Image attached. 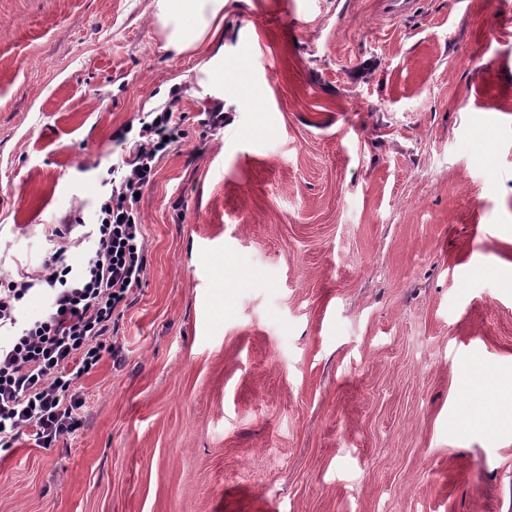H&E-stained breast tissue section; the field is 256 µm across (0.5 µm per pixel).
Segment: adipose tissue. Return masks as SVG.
Returning a JSON list of instances; mask_svg holds the SVG:
<instances>
[{"label":"adipose tissue","instance_id":"ef3b65f1","mask_svg":"<svg viewBox=\"0 0 512 512\" xmlns=\"http://www.w3.org/2000/svg\"><path fill=\"white\" fill-rule=\"evenodd\" d=\"M228 0H156L155 18L166 50L181 55L206 40L224 37Z\"/></svg>","mask_w":512,"mask_h":512}]
</instances>
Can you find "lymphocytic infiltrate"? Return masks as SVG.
I'll list each match as a JSON object with an SVG mask.
<instances>
[{
	"mask_svg": "<svg viewBox=\"0 0 512 512\" xmlns=\"http://www.w3.org/2000/svg\"><path fill=\"white\" fill-rule=\"evenodd\" d=\"M176 131L169 111L143 123L128 158L111 168L114 181L95 212L94 233L77 236L73 225H54L39 270L0 285V329L11 332L0 343L1 448L23 436L50 448L80 428L74 415L80 402L69 392L102 360L117 307L128 303L147 275L135 194L150 182L156 157ZM73 248L84 253L76 267L66 261ZM37 291L46 310L24 319L21 304Z\"/></svg>",
	"mask_w": 512,
	"mask_h": 512,
	"instance_id": "obj_1",
	"label": "lymphocytic infiltrate"
}]
</instances>
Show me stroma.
Wrapping results in <instances>:
<instances>
[{
  "label": "stroma",
  "instance_id": "stroma-1",
  "mask_svg": "<svg viewBox=\"0 0 512 512\" xmlns=\"http://www.w3.org/2000/svg\"><path fill=\"white\" fill-rule=\"evenodd\" d=\"M154 13L0 0V276L183 131L122 360L64 442L0 449V512H512V0H229L180 56Z\"/></svg>",
  "mask_w": 512,
  "mask_h": 512
}]
</instances>
